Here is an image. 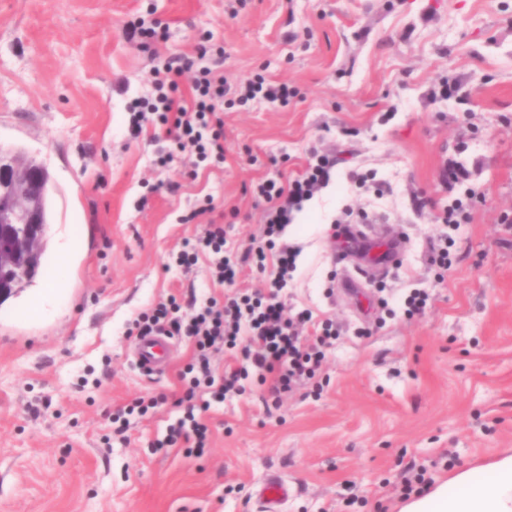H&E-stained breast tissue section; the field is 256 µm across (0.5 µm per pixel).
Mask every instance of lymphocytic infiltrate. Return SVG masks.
<instances>
[{"instance_id":"1","label":"lymphocytic infiltrate","mask_w":512,"mask_h":512,"mask_svg":"<svg viewBox=\"0 0 512 512\" xmlns=\"http://www.w3.org/2000/svg\"><path fill=\"white\" fill-rule=\"evenodd\" d=\"M192 74L189 99L177 98L179 79ZM153 97L135 112L131 121L134 132L144 126L159 127L172 145L171 151L157 158L160 166L174 162L177 152L190 150L198 161L224 160V110L246 105L254 100L271 104H288L296 91L285 83L256 75L245 83H228L218 64L204 65L199 58L175 56L151 73ZM336 162L319 156L308 164L305 172L291 182H282L279 175L262 177L254 186L256 199L266 203L265 224L268 236L283 233L300 211L304 202L325 187ZM207 257L213 279L219 284L234 285L238 263L226 253V231L223 225H207L202 236L185 241L175 262L183 269L195 266L200 257ZM297 253L290 245H282L277 258V272L271 280L268 295L232 294L224 301L208 297L195 300L189 309H182L176 299L157 303L141 313L135 321L138 335L163 332L184 336L195 346L192 363L187 369L189 379L182 397L186 407L182 417L168 425L156 448H183L190 453L202 452L208 441V427L197 416V409H209L212 403L223 402L232 394L242 392L249 378L268 384L272 394L290 389L293 383L311 378L320 366L323 345L334 332L324 326L316 343L301 340L299 327L304 314L288 315L278 294L288 285V277L296 267ZM238 349V365L214 376L212 353L223 349ZM206 388L209 399L197 401L196 392Z\"/></svg>"}]
</instances>
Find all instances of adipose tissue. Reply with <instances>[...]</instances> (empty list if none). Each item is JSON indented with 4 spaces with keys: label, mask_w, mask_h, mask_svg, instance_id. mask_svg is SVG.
Instances as JSON below:
<instances>
[{
    "label": "adipose tissue",
    "mask_w": 512,
    "mask_h": 512,
    "mask_svg": "<svg viewBox=\"0 0 512 512\" xmlns=\"http://www.w3.org/2000/svg\"><path fill=\"white\" fill-rule=\"evenodd\" d=\"M401 512H512V450L452 474Z\"/></svg>",
    "instance_id": "1"
}]
</instances>
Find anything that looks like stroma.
<instances>
[{"mask_svg": "<svg viewBox=\"0 0 512 512\" xmlns=\"http://www.w3.org/2000/svg\"><path fill=\"white\" fill-rule=\"evenodd\" d=\"M130 20L167 35L141 47ZM205 40L229 82L262 74L298 94L225 110L223 163L158 168L170 145L132 134L131 113L153 68ZM0 152L49 177L41 265L0 300V512H263L272 475L289 487L278 512H399L406 478L431 488L512 449V0H0ZM315 154L339 163L275 242L300 249L280 299L308 313L303 337L335 324L325 361L279 397L251 380L213 405L203 454L155 449L195 347L178 340L166 374H145L133 319L264 289L275 258L228 288L169 255L210 222L232 252L264 243L252 183ZM456 199L468 223H438ZM348 209L389 225L401 252L359 298L340 286ZM67 230L71 274L29 317ZM443 235L447 271L427 260ZM413 291L430 299L411 317ZM161 395L116 432L114 413Z\"/></svg>", "mask_w": 512, "mask_h": 512, "instance_id": "35a3bbf8", "label": "stroma"}]
</instances>
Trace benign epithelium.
Wrapping results in <instances>:
<instances>
[{"mask_svg":"<svg viewBox=\"0 0 512 512\" xmlns=\"http://www.w3.org/2000/svg\"><path fill=\"white\" fill-rule=\"evenodd\" d=\"M48 176L17 156L0 155V297L9 295L14 272H32L44 248ZM24 227L15 234L13 225Z\"/></svg>","mask_w":512,"mask_h":512,"instance_id":"1","label":"benign epithelium"}]
</instances>
